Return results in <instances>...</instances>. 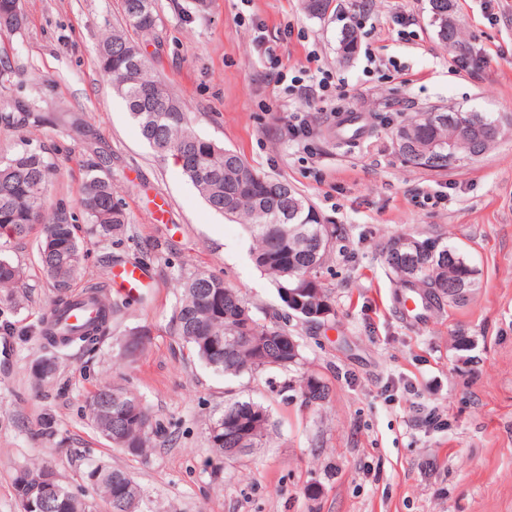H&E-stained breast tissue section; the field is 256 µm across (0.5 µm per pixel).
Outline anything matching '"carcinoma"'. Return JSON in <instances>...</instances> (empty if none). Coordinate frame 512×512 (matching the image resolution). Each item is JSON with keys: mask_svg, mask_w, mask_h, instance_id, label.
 I'll return each instance as SVG.
<instances>
[{"mask_svg": "<svg viewBox=\"0 0 512 512\" xmlns=\"http://www.w3.org/2000/svg\"><path fill=\"white\" fill-rule=\"evenodd\" d=\"M332 0H304L308 16L322 19ZM436 36L460 51L452 0H429ZM125 25L102 34L100 64L110 77L113 90L127 103L142 137L159 154L180 155L183 175L210 208L241 223L249 241L254 264L276 284L280 299L291 316L311 324H323L332 315V301L318 274L338 239V228L324 224L313 205L288 183L262 174L235 152L197 134L185 102L176 96L156 73L150 58L128 32H150L157 23L155 0H122ZM151 89L153 101L144 99L142 89ZM451 121L437 122L423 112L398 126L392 141L398 155L413 167H422L419 154L445 157L448 145L458 152V162L482 155L505 134L506 126L489 112L450 113ZM472 117L481 131L466 137L459 118ZM0 120L23 126L29 122L60 126L62 116H46L38 103L20 96L0 99ZM56 164L42 153L19 149L0 153V230L14 237L27 236L35 224L43 225L37 246L40 267L55 290L51 310L66 312L71 307V286L85 276V238L82 228L72 223L62 209H52L48 199ZM81 207L90 233L108 240L124 233L130 218L115 200L111 177L103 163L86 165ZM384 263L393 275L401 305L417 297L428 312L467 300L478 288V270L467 253L439 236L405 234L391 239ZM19 264L0 254V304L18 306L26 294ZM95 317L87 323L70 325L65 334L41 333L48 357L41 360L35 376L50 382L56 373V354L74 344L92 349L101 343L112 322V297L92 296ZM175 332L191 353L214 373L230 380L244 374L258 376L269 371L287 373L301 365V346L288 347L281 337L288 328L279 321L259 322L238 289L212 274L197 273L182 284L176 312ZM145 349L139 331L132 330L119 344V354L132 358ZM307 404L322 405L330 388L318 376L302 373L296 379ZM84 414L97 431L118 450L142 456L155 441L165 436L142 397L130 386L114 381L99 385L86 398ZM273 423L268 409L259 402L229 397L209 426L208 443L217 464L235 462L231 448H259L271 437ZM52 466L36 459L20 467L13 487L19 502L27 487L36 485ZM96 477L94 494L106 512H140L139 485L125 470L91 463L82 475ZM62 512H95L85 496L69 497L71 487L61 483Z\"/></svg>", "mask_w": 512, "mask_h": 512, "instance_id": "cac0c4a2", "label": "carcinoma"}]
</instances>
